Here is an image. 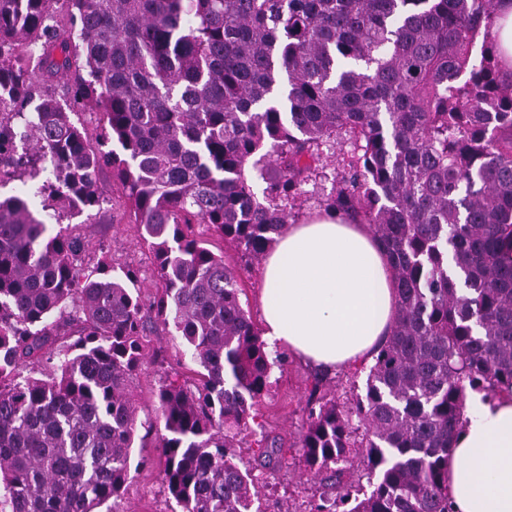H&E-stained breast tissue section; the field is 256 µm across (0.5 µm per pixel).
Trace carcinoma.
I'll use <instances>...</instances> for the list:
<instances>
[{
  "label": "carcinoma",
  "instance_id": "cac0c4a2",
  "mask_svg": "<svg viewBox=\"0 0 512 512\" xmlns=\"http://www.w3.org/2000/svg\"><path fill=\"white\" fill-rule=\"evenodd\" d=\"M495 2L0 0V180L49 172L37 194L61 220L101 205L112 168L159 281L144 302L134 269L85 266L81 238L0 200V512L122 498L151 323L201 368L158 390L168 496L251 512L261 491L235 449L284 356L193 225L260 259L338 137L354 152L323 210L374 231L397 310L365 394L309 391L308 512H451L467 393L512 395V73L488 38ZM94 110L92 140L72 116ZM355 467L368 486L347 480Z\"/></svg>",
  "mask_w": 512,
  "mask_h": 512
}]
</instances>
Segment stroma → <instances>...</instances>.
Returning <instances> with one entry per match:
<instances>
[{
  "mask_svg": "<svg viewBox=\"0 0 512 512\" xmlns=\"http://www.w3.org/2000/svg\"><path fill=\"white\" fill-rule=\"evenodd\" d=\"M353 149L352 143L341 139L324 146L322 162L310 180L302 184L292 207L295 222H302L309 215L320 212L321 200L339 184L340 157ZM45 222L49 234L61 231L80 237L87 244L85 262L88 266H95L104 256L114 266L135 268L142 295L147 298L154 296L157 277L153 256L141 240L137 226L121 221L111 204H103L90 217L81 215L59 221L49 216ZM202 237L212 251L223 252L226 262L237 269L241 302L252 319H259V263L247 261L233 248L224 246L211 232H203ZM152 343L163 349L165 362L161 365L147 364L133 382L137 416L142 422L160 419L156 391L165 372L189 376L196 368L181 339L161 333L153 337ZM368 373V365L359 364L321 376L308 364L293 358L285 366L273 368L257 421L270 436L276 438L280 450L267 464L258 459L257 448L246 445L237 451L240 467L250 472L261 490V512H302L317 488L315 481L304 472L302 451L298 446L299 433L305 422V398L315 379H322L330 393L342 396L352 387L357 392H364ZM132 459L131 480L119 503L121 512H179L162 485L154 436H147L142 446L134 448Z\"/></svg>",
  "mask_w": 512,
  "mask_h": 512,
  "instance_id": "obj_1",
  "label": "stroma"
}]
</instances>
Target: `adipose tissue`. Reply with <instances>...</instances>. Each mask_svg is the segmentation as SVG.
<instances>
[{
  "instance_id": "1",
  "label": "adipose tissue",
  "mask_w": 512,
  "mask_h": 512,
  "mask_svg": "<svg viewBox=\"0 0 512 512\" xmlns=\"http://www.w3.org/2000/svg\"><path fill=\"white\" fill-rule=\"evenodd\" d=\"M262 337L314 365L369 358L396 314L393 271L364 224L326 214L289 225L260 274ZM453 512H512V399L465 403L448 457Z\"/></svg>"
}]
</instances>
